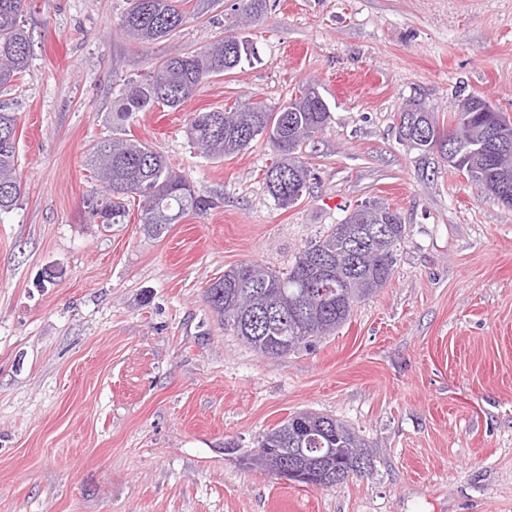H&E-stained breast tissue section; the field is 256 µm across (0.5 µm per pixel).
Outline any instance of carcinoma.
Here are the masks:
<instances>
[{
    "mask_svg": "<svg viewBox=\"0 0 512 512\" xmlns=\"http://www.w3.org/2000/svg\"><path fill=\"white\" fill-rule=\"evenodd\" d=\"M32 0H0V89L7 88L28 68L31 36L22 18ZM184 0H129L119 27L140 43L166 38L186 22ZM267 0H240L239 12L224 25V35L204 48L182 56L153 58L147 71L125 78L114 87L117 112L112 116L111 137L93 144L86 154L87 169L102 185L88 196L110 217L105 227L125 223L129 204L138 200L140 224L150 237H159L188 215L203 216L218 207L219 198L195 192L174 171L166 158L145 142L123 137L122 122L136 112L157 106L176 110L190 100L209 79L235 70L242 62L246 40L238 30L263 18ZM415 111L417 123L440 129L434 113L414 97L400 109ZM198 112L190 120L187 137L214 158L236 156L267 136L276 154L265 170V184L275 205L287 209L297 204L309 187L311 173L300 160L304 142L323 131L330 109L322 96L309 91L278 109L254 103L232 111ZM17 118L0 108V212L17 205L22 186L17 173ZM512 164V149L500 153L481 171L483 180L494 181L504 162ZM379 223L371 235L360 237L362 208L354 209L340 224L331 225L305 247L292 267L280 272L242 262L224 272L204 290L217 319L257 353L277 359L313 340L327 336L346 323L359 300L384 287L392 276L394 252L404 241L406 225L398 211L384 202L371 203ZM330 438L311 442V447L332 449L336 486L347 480L343 467L361 461L373 467L367 441L343 422L324 417ZM272 448L285 463H297V427L289 420L268 430L252 455L251 465L262 467L263 450Z\"/></svg>",
    "mask_w": 512,
    "mask_h": 512,
    "instance_id": "1",
    "label": "carcinoma"
}]
</instances>
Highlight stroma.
<instances>
[{
	"mask_svg": "<svg viewBox=\"0 0 512 512\" xmlns=\"http://www.w3.org/2000/svg\"><path fill=\"white\" fill-rule=\"evenodd\" d=\"M234 2L187 0L148 45L118 27L126 0L26 17L34 54L0 89L23 188L0 213V512H512V210L447 163L422 176L396 130L413 97L446 127L470 94L512 118V0H269L252 61L124 124L219 207L158 238L135 205L95 223L85 155L111 133L113 85L212 40ZM310 85L332 120L301 150L313 180L291 208L267 192L266 139L214 160L186 136L194 113ZM375 200L406 238L335 334L272 360L217 321L204 290L225 270H288ZM299 411L354 429L372 470L322 490L247 465Z\"/></svg>",
	"mask_w": 512,
	"mask_h": 512,
	"instance_id": "obj_1",
	"label": "stroma"
}]
</instances>
